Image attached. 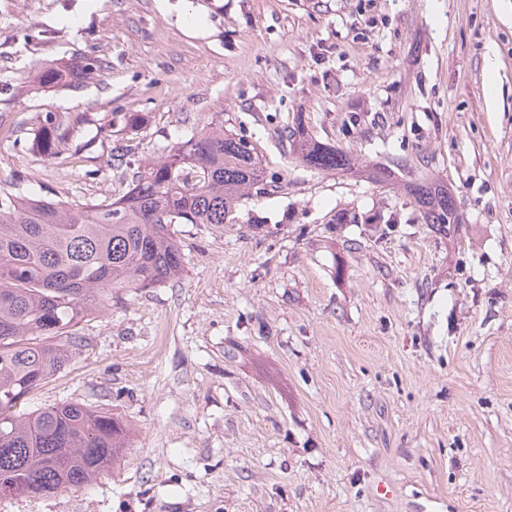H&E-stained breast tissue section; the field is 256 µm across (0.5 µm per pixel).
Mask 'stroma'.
I'll return each mask as SVG.
<instances>
[{"mask_svg": "<svg viewBox=\"0 0 512 512\" xmlns=\"http://www.w3.org/2000/svg\"><path fill=\"white\" fill-rule=\"evenodd\" d=\"M219 121L265 188L178 225L182 277L114 289L26 403L112 410L128 447L0 512H512V0H0V191L118 195L117 155ZM294 124L355 171L300 163ZM417 181L463 223H422ZM36 145L47 159H55L61 153L62 145L65 143L69 126L52 112L37 117Z\"/></svg>", "mask_w": 512, "mask_h": 512, "instance_id": "stroma-1", "label": "stroma"}]
</instances>
